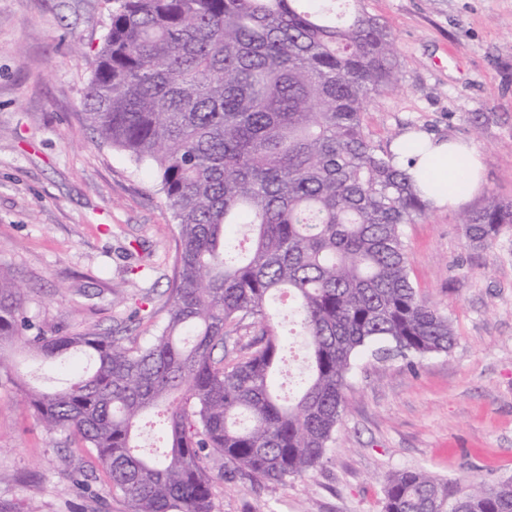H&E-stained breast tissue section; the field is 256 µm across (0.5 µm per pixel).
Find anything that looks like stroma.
Masks as SVG:
<instances>
[{
    "instance_id": "obj_1",
    "label": "stroma",
    "mask_w": 512,
    "mask_h": 512,
    "mask_svg": "<svg viewBox=\"0 0 512 512\" xmlns=\"http://www.w3.org/2000/svg\"><path fill=\"white\" fill-rule=\"evenodd\" d=\"M402 61L395 88L363 114L388 153L409 131L473 143L481 191L463 208H427L405 225L410 277L456 334L448 353L411 362L361 353L320 467L284 484L225 475L212 512H382L392 473L425 470L490 483L512 476V231L470 245L462 217L512 199V0H363ZM112 0H0V267L27 313L71 333L144 340L165 319L175 225L148 166L101 141L82 102ZM94 456L50 434L20 390L0 386V504L15 512H128Z\"/></svg>"
}]
</instances>
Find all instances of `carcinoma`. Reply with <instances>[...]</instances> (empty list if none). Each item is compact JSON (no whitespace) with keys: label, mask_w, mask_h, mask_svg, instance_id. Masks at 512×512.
I'll return each mask as SVG.
<instances>
[{"label":"carcinoma","mask_w":512,"mask_h":512,"mask_svg":"<svg viewBox=\"0 0 512 512\" xmlns=\"http://www.w3.org/2000/svg\"><path fill=\"white\" fill-rule=\"evenodd\" d=\"M401 67L390 26L361 0H114L83 107L104 142L152 168L177 221L166 318L141 343L48 331L0 270V385L22 391L46 432L94 449L104 492L129 512H212L211 453L258 481L308 473L333 442L360 353L420 359L454 345L408 272L402 228L428 202L363 130L366 103ZM508 230L511 200L465 219L475 247ZM282 306L308 347L288 405L272 388ZM17 347L47 363L82 353L92 369L31 387ZM152 409L159 457L132 444ZM383 512H512V478L400 471Z\"/></svg>","instance_id":"carcinoma-1"}]
</instances>
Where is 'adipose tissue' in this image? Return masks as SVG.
Listing matches in <instances>:
<instances>
[{
	"instance_id": "ef3b65f1",
	"label": "adipose tissue",
	"mask_w": 512,
	"mask_h": 512,
	"mask_svg": "<svg viewBox=\"0 0 512 512\" xmlns=\"http://www.w3.org/2000/svg\"><path fill=\"white\" fill-rule=\"evenodd\" d=\"M391 153L433 207L458 208L480 190L481 161L467 143L409 132L393 142Z\"/></svg>"
}]
</instances>
